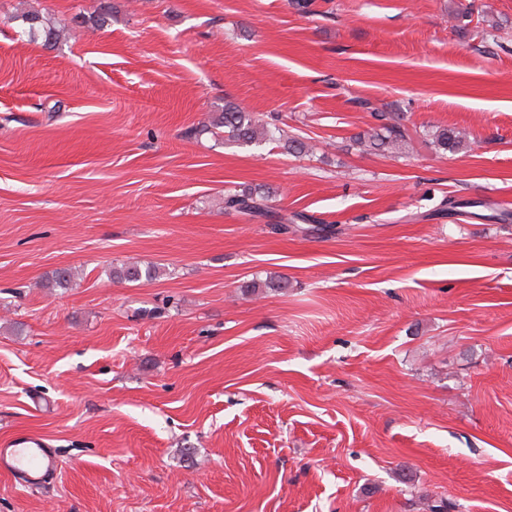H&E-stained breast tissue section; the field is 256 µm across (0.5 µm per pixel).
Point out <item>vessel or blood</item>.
<instances>
[{
  "label": "vessel or blood",
  "instance_id": "vessel-or-blood-1",
  "mask_svg": "<svg viewBox=\"0 0 512 512\" xmlns=\"http://www.w3.org/2000/svg\"><path fill=\"white\" fill-rule=\"evenodd\" d=\"M56 468V456L41 435L25 434L0 443V472L24 486L40 485Z\"/></svg>",
  "mask_w": 512,
  "mask_h": 512
}]
</instances>
